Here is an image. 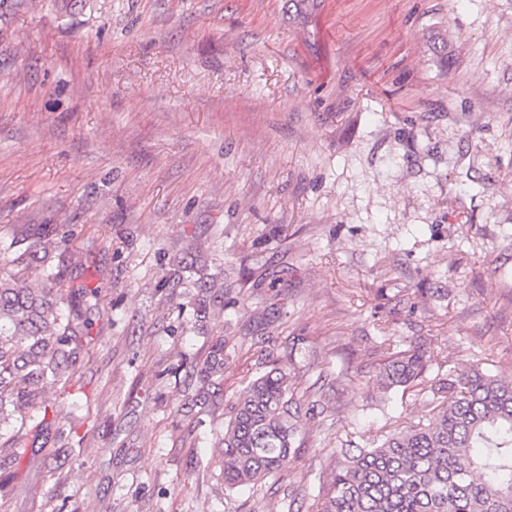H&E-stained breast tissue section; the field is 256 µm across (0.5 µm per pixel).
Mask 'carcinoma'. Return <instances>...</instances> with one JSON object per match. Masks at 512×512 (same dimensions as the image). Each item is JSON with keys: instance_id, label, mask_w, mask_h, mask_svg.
<instances>
[{"instance_id": "carcinoma-1", "label": "carcinoma", "mask_w": 512, "mask_h": 512, "mask_svg": "<svg viewBox=\"0 0 512 512\" xmlns=\"http://www.w3.org/2000/svg\"><path fill=\"white\" fill-rule=\"evenodd\" d=\"M38 250L16 253L20 269L45 261ZM63 270L31 288L0 272V447L42 449L51 430L70 418L50 396L74 381L92 341L99 287L84 285L88 301L73 305L56 288ZM431 356L393 351L374 385L386 396L425 386L435 414L427 425L396 428L360 448L334 469L322 512H512V381L471 367L427 377ZM192 406L203 413L224 401V338L192 362ZM331 408L291 390L288 372L273 368L253 380L230 406L221 438L224 487L258 484L281 470L302 445L305 421Z\"/></svg>"}]
</instances>
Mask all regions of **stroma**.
I'll return each mask as SVG.
<instances>
[{
  "instance_id": "stroma-1",
  "label": "stroma",
  "mask_w": 512,
  "mask_h": 512,
  "mask_svg": "<svg viewBox=\"0 0 512 512\" xmlns=\"http://www.w3.org/2000/svg\"><path fill=\"white\" fill-rule=\"evenodd\" d=\"M38 228L100 318L71 431L0 447V512H318L347 449L432 419L377 393L388 348L512 380V0L2 6L0 270ZM219 336L200 422L176 366ZM286 364L335 413L228 492L229 406Z\"/></svg>"
}]
</instances>
